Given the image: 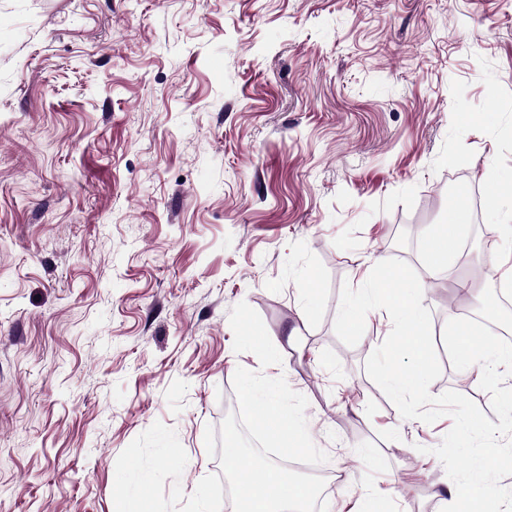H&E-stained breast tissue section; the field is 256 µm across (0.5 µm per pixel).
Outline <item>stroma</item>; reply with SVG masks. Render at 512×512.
Wrapping results in <instances>:
<instances>
[{
    "label": "stroma",
    "mask_w": 512,
    "mask_h": 512,
    "mask_svg": "<svg viewBox=\"0 0 512 512\" xmlns=\"http://www.w3.org/2000/svg\"><path fill=\"white\" fill-rule=\"evenodd\" d=\"M479 195L466 253L424 238ZM512 202V0H0V512H225L245 368L308 400L339 481L317 512H441L442 416L337 337L343 286L395 258L443 345Z\"/></svg>",
    "instance_id": "stroma-1"
}]
</instances>
